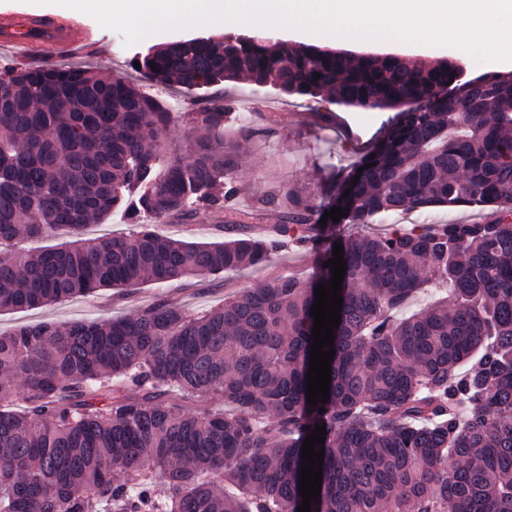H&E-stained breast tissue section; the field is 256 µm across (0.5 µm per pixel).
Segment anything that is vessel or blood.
Wrapping results in <instances>:
<instances>
[{
	"label": "vessel or blood",
	"instance_id": "obj_1",
	"mask_svg": "<svg viewBox=\"0 0 512 512\" xmlns=\"http://www.w3.org/2000/svg\"><path fill=\"white\" fill-rule=\"evenodd\" d=\"M0 46L8 48L13 60L25 64L42 59L44 51L68 57L87 52L90 44L73 26L57 18L38 14L0 16Z\"/></svg>",
	"mask_w": 512,
	"mask_h": 512
}]
</instances>
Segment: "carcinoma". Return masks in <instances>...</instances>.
I'll return each mask as SVG.
<instances>
[{
  "label": "carcinoma",
  "instance_id": "obj_1",
  "mask_svg": "<svg viewBox=\"0 0 512 512\" xmlns=\"http://www.w3.org/2000/svg\"><path fill=\"white\" fill-rule=\"evenodd\" d=\"M135 61L147 80L188 96L246 78L365 110L425 109L397 112L357 166L331 178L325 208L299 189L257 191L256 210L278 218L275 236L232 222L223 241L193 243L144 219L189 223L224 210L240 192L249 141L265 130L224 139L229 107L214 98L166 158L158 134L172 112L132 82L54 64L1 74L0 312L258 267L291 238L314 242L319 269L204 314L167 297L133 316L0 332V512H298L302 446L323 423L310 512H512V72L464 81L445 58L263 33L191 37ZM489 204L494 216L474 224L319 234L334 207L347 210L327 221L336 228ZM119 210L136 225L130 235L82 237L89 221ZM52 235L65 241L16 248ZM336 242L343 306L329 401L313 407L311 308L331 281L324 262ZM432 280L453 304L397 317ZM199 398L215 407L185 412ZM159 476L165 498L154 494Z\"/></svg>",
  "mask_w": 512,
  "mask_h": 512
}]
</instances>
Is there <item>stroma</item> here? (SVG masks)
Returning a JSON list of instances; mask_svg holds the SVG:
<instances>
[{"mask_svg": "<svg viewBox=\"0 0 512 512\" xmlns=\"http://www.w3.org/2000/svg\"><path fill=\"white\" fill-rule=\"evenodd\" d=\"M74 25L92 39L103 42L105 49L72 59V67L94 68L104 79L123 77L138 80V73L130 66L131 57L151 46L170 43L182 38L212 34L209 26L181 27L149 35L124 51H110L114 33L101 28L90 16L68 17ZM341 48L393 51L408 57H445L464 66L469 76L486 73L510 72L512 62L480 63L467 54L452 49L421 43L405 42L394 38L344 40ZM147 92L169 108L175 120L160 135L165 144L181 145L191 127V113L200 111L212 98H223L232 105V121L228 135L240 129L271 123L273 132L254 139L251 143L250 161L237 176L240 193L231 205L244 209L253 203L254 187H262L275 194L288 189L306 190L315 204H323L324 189L332 174L349 170L364 152L384 132L391 111H367L328 103L321 98L286 96L273 88H254L249 82H225L198 90L192 97H185L173 87L147 85ZM490 207L428 208L427 212L403 211L386 218L375 219L369 224L355 225L360 234L380 235L393 231H406L420 226L423 220L434 224L472 223L486 220ZM226 220L225 214L204 212L192 223L176 220L156 222L155 230L161 235L195 242L221 240L218 231ZM315 259L308 246L296 243L275 252L262 267L228 271L215 278L197 280L194 286L175 289L151 281L128 288L125 298H116L114 291L106 290L89 297L72 300L36 310H25L0 315V331H7L22 324L42 321L67 322L73 320L103 319L133 315L159 298L176 295L182 304L195 312H203L222 305L225 297L240 294L269 283L275 276L294 272L301 279L314 274Z\"/></svg>", "mask_w": 512, "mask_h": 512, "instance_id": "35a3bbf8", "label": "stroma"}]
</instances>
